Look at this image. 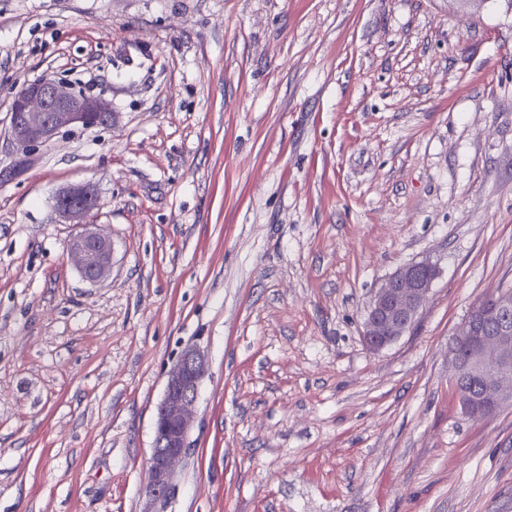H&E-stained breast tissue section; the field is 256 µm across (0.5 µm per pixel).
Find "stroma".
Here are the masks:
<instances>
[{"instance_id": "stroma-1", "label": "stroma", "mask_w": 512, "mask_h": 512, "mask_svg": "<svg viewBox=\"0 0 512 512\" xmlns=\"http://www.w3.org/2000/svg\"><path fill=\"white\" fill-rule=\"evenodd\" d=\"M110 100L14 171L12 96ZM93 183L112 275L53 197ZM438 276L381 351L400 266ZM512 286L502 0H0V512H146L167 372L208 362L162 512H512V405L465 418L448 346ZM429 261L396 269L372 297L363 323L367 347L380 351L405 335L414 325L437 277Z\"/></svg>"}]
</instances>
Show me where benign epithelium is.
<instances>
[{
	"label": "benign epithelium",
	"mask_w": 512,
	"mask_h": 512,
	"mask_svg": "<svg viewBox=\"0 0 512 512\" xmlns=\"http://www.w3.org/2000/svg\"><path fill=\"white\" fill-rule=\"evenodd\" d=\"M112 124L110 104L90 96L64 80L40 79L13 95L9 140L20 161L62 131ZM100 207L97 189L90 183L71 184L54 197V209L67 224L84 230L73 237L68 249L82 277L92 283L104 280L112 269V242L86 218ZM429 261L396 269L372 297L363 323L367 347L380 351L405 335L414 325L437 277ZM452 383L462 413L471 419L492 414L493 408L512 400V290L504 287L488 293L453 335L449 346ZM204 353L186 348L167 373L163 398L154 424L145 493L154 504H163L174 487L175 467L191 451L192 407L207 373ZM484 384L475 397L471 381Z\"/></svg>",
	"instance_id": "obj_1"
}]
</instances>
